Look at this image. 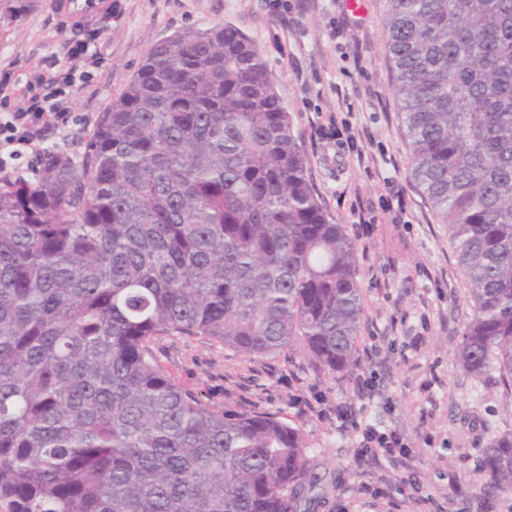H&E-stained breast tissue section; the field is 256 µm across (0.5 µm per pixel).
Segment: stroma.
<instances>
[{
    "label": "stroma",
    "instance_id": "obj_1",
    "mask_svg": "<svg viewBox=\"0 0 512 512\" xmlns=\"http://www.w3.org/2000/svg\"><path fill=\"white\" fill-rule=\"evenodd\" d=\"M100 17L71 0H34L0 19V73L26 83L55 60L86 73L65 124L46 149L77 152L154 44L215 23L239 28L258 47L311 162L310 179L334 223L357 247L363 294L359 375L320 372L302 352L231 355L220 344L169 339L158 354L171 376L215 409L268 411L301 424L320 479L310 512H512V492H494L484 464L495 437L512 431V392L497 369L475 379L456 361L472 300L448 228L409 177L411 150L385 47V0H290L287 18L268 0H104ZM356 421L401 432L409 464L389 482L362 489L385 462L357 458Z\"/></svg>",
    "mask_w": 512,
    "mask_h": 512
}]
</instances>
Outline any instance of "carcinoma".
<instances>
[{"label": "carcinoma", "mask_w": 512, "mask_h": 512, "mask_svg": "<svg viewBox=\"0 0 512 512\" xmlns=\"http://www.w3.org/2000/svg\"><path fill=\"white\" fill-rule=\"evenodd\" d=\"M386 4L411 176L473 301L458 362L511 384L512 0ZM308 170L259 49L216 23L153 45L78 152L0 177V512H301L302 429L213 409L155 346L359 367L357 248ZM485 464L512 490V434Z\"/></svg>", "instance_id": "cac0c4a2"}]
</instances>
